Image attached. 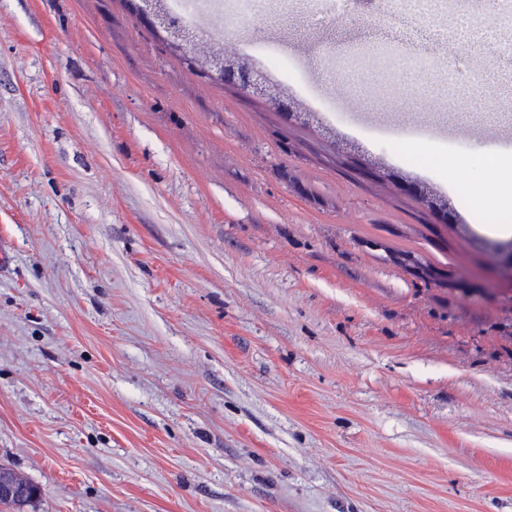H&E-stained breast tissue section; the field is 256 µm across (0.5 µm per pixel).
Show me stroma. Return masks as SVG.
Returning <instances> with one entry per match:
<instances>
[{
    "label": "stroma",
    "mask_w": 512,
    "mask_h": 512,
    "mask_svg": "<svg viewBox=\"0 0 512 512\" xmlns=\"http://www.w3.org/2000/svg\"><path fill=\"white\" fill-rule=\"evenodd\" d=\"M500 0L456 56L398 0H256L282 118L128 0H0V464L22 512H512V280L469 168L512 192ZM431 65L390 83L350 49ZM418 178L459 221L388 180ZM8 485L13 489V495L3 500L0 499V505L18 509L20 512L22 506L32 502L39 494V489L20 477L12 469L0 465V485Z\"/></svg>",
    "instance_id": "35a3bbf8"
}]
</instances>
